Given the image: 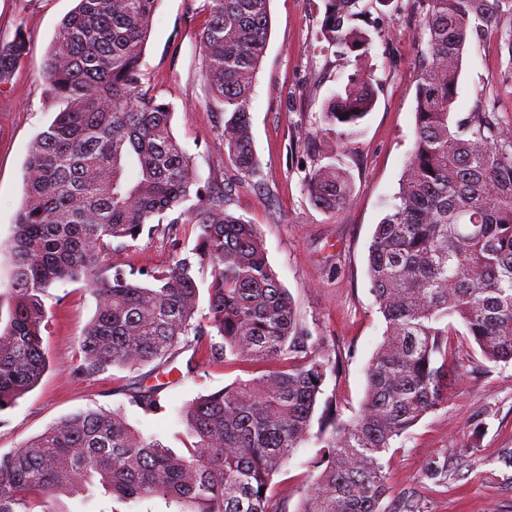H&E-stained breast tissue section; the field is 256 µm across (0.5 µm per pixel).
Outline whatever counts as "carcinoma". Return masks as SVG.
<instances>
[{
	"instance_id": "obj_1",
	"label": "carcinoma",
	"mask_w": 512,
	"mask_h": 512,
	"mask_svg": "<svg viewBox=\"0 0 512 512\" xmlns=\"http://www.w3.org/2000/svg\"><path fill=\"white\" fill-rule=\"evenodd\" d=\"M160 0H78L62 21L45 73L66 108L33 140L26 197L10 241L12 285L0 302V413L38 385L48 366L44 297L58 281L83 284L96 307L74 371L165 363L184 344L198 359L248 364L249 378L186 404L194 442L178 455L134 430L122 411L87 409L0 456V512H63L61 497L101 488L123 503L160 497L172 512H284L273 477L310 437L314 408L336 368L324 337L297 315L254 225L228 209L172 130L173 108L143 82L144 48ZM321 40L355 71L323 109L328 130L353 138L376 104L369 39L353 25L358 0H323ZM419 11L416 138L397 202L376 225L367 275L385 321L366 366V391L350 422L322 430L317 475L297 512H384L385 456L426 414L448 403L452 373L468 349L512 362V118L480 98L452 121L463 53L493 26L512 64V0H413ZM270 0H202V69L222 106L225 158L259 176L249 112L270 32ZM27 54L23 32L0 42V86ZM311 202L339 210L353 199L350 174L314 164ZM173 224L194 246L144 279L112 271V245L147 224ZM210 270V279L202 278ZM208 316L196 319L201 293ZM193 342H188V337ZM163 386L134 387L131 402L164 410ZM435 457L424 477L442 483Z\"/></svg>"
}]
</instances>
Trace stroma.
I'll return each instance as SVG.
<instances>
[{"label":"stroma","mask_w":512,"mask_h":512,"mask_svg":"<svg viewBox=\"0 0 512 512\" xmlns=\"http://www.w3.org/2000/svg\"><path fill=\"white\" fill-rule=\"evenodd\" d=\"M201 0H160L147 41L145 84L173 107L172 128L193 156L203 181L230 189L229 210L254 224L278 279L300 319L320 331L339 362L328 373L323 399L335 400L342 420L353 419L364 398L365 367L382 340L384 321L367 277L368 248L376 224L395 202L405 162L415 142V71L420 50L413 0H361L372 39L377 102L356 137L325 131V102L351 71L346 60L319 40L322 0H271V28L250 103L258 183H248L224 157L218 135L222 116L208 95L199 33L207 17ZM77 0H0V42L23 31L29 54L0 91V295L10 291L9 243L26 193L29 146L63 107L45 74L44 60L62 19ZM493 94L495 109L512 116V61L499 51V35L473 39L462 62L454 119L472 112L480 95ZM336 159L350 172L353 200L340 212L315 207L305 190L313 163ZM184 224L146 225L132 246L112 248V267L147 272L193 247ZM48 325L43 347L49 367L39 384L0 413V455L14 451L58 419L81 409L122 410L144 435L175 453L190 444L182 407L243 376L240 365L202 363L180 373L160 393L164 412L144 413L130 401L134 382L152 385L151 366L111 368L89 378L74 375L81 342L95 311L83 284L60 281L44 298ZM445 407L425 415L386 456L389 494L385 512H512V468L498 461L512 448V363L493 364L473 354ZM322 446L310 437L273 479L276 498L296 512L309 490L311 463ZM448 462L447 482L424 476L429 458ZM65 512H168L163 499L118 504L110 496L63 499Z\"/></svg>","instance_id":"stroma-1"}]
</instances>
